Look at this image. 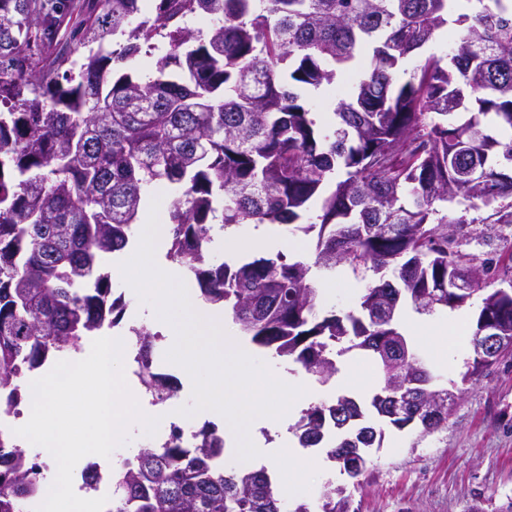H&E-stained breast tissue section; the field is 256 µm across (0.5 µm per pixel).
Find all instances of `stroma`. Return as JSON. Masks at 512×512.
Masks as SVG:
<instances>
[{
  "label": "stroma",
  "instance_id": "stroma-1",
  "mask_svg": "<svg viewBox=\"0 0 512 512\" xmlns=\"http://www.w3.org/2000/svg\"><path fill=\"white\" fill-rule=\"evenodd\" d=\"M415 348L458 395L447 427L431 434L385 427L361 488L328 460L307 498L330 481L349 487L350 512H506L512 505V358L470 378L472 351L424 339ZM336 368L334 382L321 388L323 400L335 398L340 381L360 388L356 400L363 406L379 391L382 376L370 358L351 351L337 357Z\"/></svg>",
  "mask_w": 512,
  "mask_h": 512
}]
</instances>
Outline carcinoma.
Segmentation results:
<instances>
[{"instance_id": "1", "label": "carcinoma", "mask_w": 512, "mask_h": 512, "mask_svg": "<svg viewBox=\"0 0 512 512\" xmlns=\"http://www.w3.org/2000/svg\"><path fill=\"white\" fill-rule=\"evenodd\" d=\"M0 0V407L25 400L20 380L49 359L77 351L83 337L116 326L125 304L108 300L105 254L136 232L145 193L177 184L169 203V257L196 280L203 299L228 309L252 343L325 384L334 354L363 350L384 385L370 400L376 421L346 396L302 411V448L333 456L352 441H380L390 388L407 384L425 406L424 433L447 425L448 388L435 383L400 331V299L419 314L461 307L489 284L470 346L487 328L512 354V254L484 259L481 276L457 289L472 259L452 224H512V0ZM78 21L59 38L60 18ZM212 19L205 32L187 16ZM445 55L421 59L409 79L396 72L443 28ZM168 51L149 74L127 64L158 34ZM120 35L119 48L106 51ZM88 49L84 62L74 54ZM362 75L337 99L324 133L299 88L320 90ZM222 205L216 225L215 201ZM320 214L299 224L311 201ZM464 214L448 216V204ZM488 215L467 219L465 213ZM274 224L316 233L314 261L281 252L250 261L213 256L216 230ZM364 267L373 279L356 310H319L314 272ZM138 356L157 334L132 329ZM156 399L175 395L170 378L146 371ZM43 466L0 433V512H23ZM110 512H313L288 501L266 469L224 464L213 426L189 440L173 429L140 449L113 477ZM319 512H346V489L325 484Z\"/></svg>"}]
</instances>
